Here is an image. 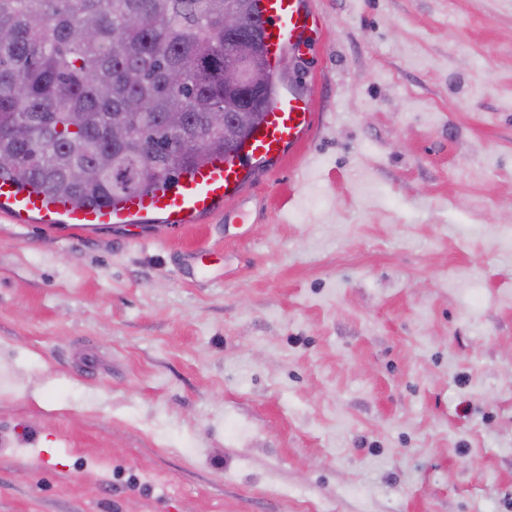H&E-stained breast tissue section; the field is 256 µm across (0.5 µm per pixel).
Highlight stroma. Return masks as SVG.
<instances>
[{
	"label": "stroma",
	"instance_id": "35a3bbf8",
	"mask_svg": "<svg viewBox=\"0 0 512 512\" xmlns=\"http://www.w3.org/2000/svg\"><path fill=\"white\" fill-rule=\"evenodd\" d=\"M308 2L241 205L0 213V512H512V0Z\"/></svg>",
	"mask_w": 512,
	"mask_h": 512
}]
</instances>
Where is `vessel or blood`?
<instances>
[{"instance_id":"1","label":"vessel or blood","mask_w":512,"mask_h":512,"mask_svg":"<svg viewBox=\"0 0 512 512\" xmlns=\"http://www.w3.org/2000/svg\"><path fill=\"white\" fill-rule=\"evenodd\" d=\"M267 46V62L282 71L289 54L298 48L313 21L303 0H259ZM312 129L309 102L294 90L281 93L270 105L265 120L243 143L232 160L215 158L197 170L183 174L174 187L150 191L119 202L114 208H75L67 201L47 200L39 192L0 181V211L18 219L53 214L78 232L93 231L104 224H125L158 216L168 224H192L238 201L250 179L252 162L280 159L294 150Z\"/></svg>"}]
</instances>
